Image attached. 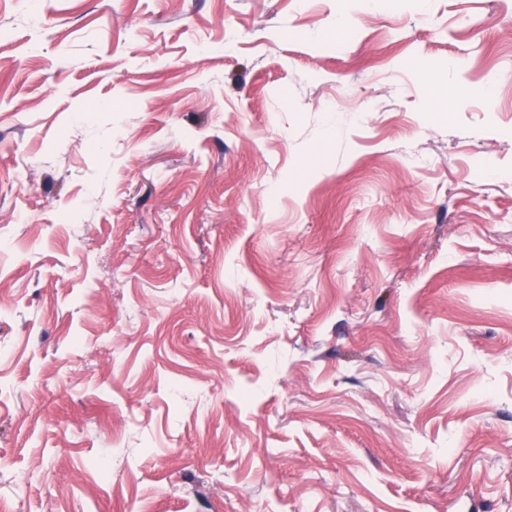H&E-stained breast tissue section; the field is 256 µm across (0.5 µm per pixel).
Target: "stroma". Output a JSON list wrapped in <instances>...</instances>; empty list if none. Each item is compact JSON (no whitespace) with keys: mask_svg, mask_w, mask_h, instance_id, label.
Segmentation results:
<instances>
[{"mask_svg":"<svg viewBox=\"0 0 512 512\" xmlns=\"http://www.w3.org/2000/svg\"><path fill=\"white\" fill-rule=\"evenodd\" d=\"M0 512H512V0H0Z\"/></svg>","mask_w":512,"mask_h":512,"instance_id":"stroma-1","label":"stroma"}]
</instances>
